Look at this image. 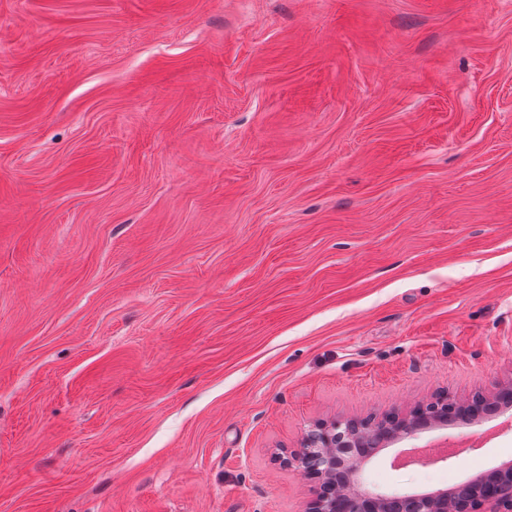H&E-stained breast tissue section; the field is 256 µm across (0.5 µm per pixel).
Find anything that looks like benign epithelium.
Wrapping results in <instances>:
<instances>
[{
	"mask_svg": "<svg viewBox=\"0 0 512 512\" xmlns=\"http://www.w3.org/2000/svg\"><path fill=\"white\" fill-rule=\"evenodd\" d=\"M483 402L481 396L460 403L447 398L437 405L416 407L403 417L389 416L384 422L347 421L312 430L301 449L289 452L286 459L288 466L299 469L319 484L304 512H386L390 503L404 499L415 502V512H512V474L506 476L497 469L486 472L480 488L467 498L446 493L353 491L336 483L346 465V450L353 449L360 464L374 457L376 449L360 447L361 439L380 444L395 435L412 436L427 428L437 415L455 408L461 413L475 412Z\"/></svg>",
	"mask_w": 512,
	"mask_h": 512,
	"instance_id": "1",
	"label": "benign epithelium"
}]
</instances>
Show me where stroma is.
Here are the masks:
<instances>
[{"instance_id":"obj_1","label":"stroma","mask_w":512,"mask_h":512,"mask_svg":"<svg viewBox=\"0 0 512 512\" xmlns=\"http://www.w3.org/2000/svg\"><path fill=\"white\" fill-rule=\"evenodd\" d=\"M510 385L512 0H0V512H304L318 424Z\"/></svg>"}]
</instances>
